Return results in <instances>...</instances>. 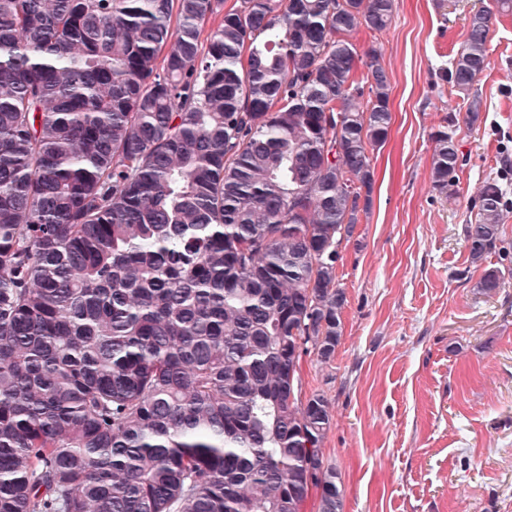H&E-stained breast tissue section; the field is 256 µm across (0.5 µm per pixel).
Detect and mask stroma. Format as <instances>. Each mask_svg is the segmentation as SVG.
<instances>
[{
	"instance_id": "stroma-1",
	"label": "stroma",
	"mask_w": 512,
	"mask_h": 512,
	"mask_svg": "<svg viewBox=\"0 0 512 512\" xmlns=\"http://www.w3.org/2000/svg\"><path fill=\"white\" fill-rule=\"evenodd\" d=\"M473 5L395 0L385 32L356 37L390 77V134L370 152L371 207L336 268L343 336L329 362L302 363L303 395L330 405L324 458L345 512H512V276L478 293L463 232L493 180L512 246V15L491 34L480 122L464 123L462 94L439 78ZM451 115L462 170L443 196L432 135Z\"/></svg>"
}]
</instances>
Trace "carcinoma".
I'll return each mask as SVG.
<instances>
[{
	"mask_svg": "<svg viewBox=\"0 0 512 512\" xmlns=\"http://www.w3.org/2000/svg\"><path fill=\"white\" fill-rule=\"evenodd\" d=\"M491 2L440 71L470 124ZM394 6L0 0V512H344L300 342L326 362L342 337L339 248L392 120L353 38ZM433 140L446 195L461 159ZM503 207L487 182L469 265L509 256Z\"/></svg>",
	"mask_w": 512,
	"mask_h": 512,
	"instance_id": "obj_1",
	"label": "carcinoma"
}]
</instances>
